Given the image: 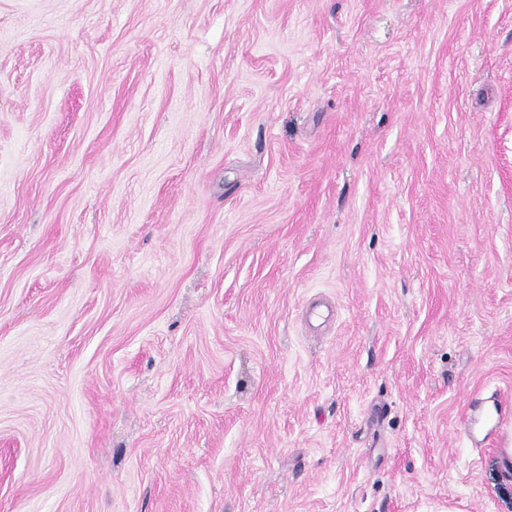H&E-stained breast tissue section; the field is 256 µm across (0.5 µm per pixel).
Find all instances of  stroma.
<instances>
[{
	"instance_id": "1",
	"label": "stroma",
	"mask_w": 512,
	"mask_h": 512,
	"mask_svg": "<svg viewBox=\"0 0 512 512\" xmlns=\"http://www.w3.org/2000/svg\"><path fill=\"white\" fill-rule=\"evenodd\" d=\"M512 0H0V512H512ZM483 426L486 428L485 436L491 434L501 452L512 454V448H508L512 443V410L508 405L494 401L492 408L485 413Z\"/></svg>"
}]
</instances>
